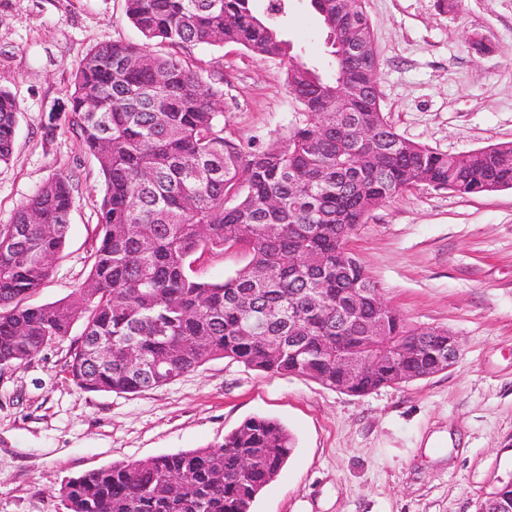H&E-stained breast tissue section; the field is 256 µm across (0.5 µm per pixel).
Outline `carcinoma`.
Wrapping results in <instances>:
<instances>
[{"mask_svg":"<svg viewBox=\"0 0 512 512\" xmlns=\"http://www.w3.org/2000/svg\"><path fill=\"white\" fill-rule=\"evenodd\" d=\"M254 0H125L142 42H102L73 74L71 129L104 181L99 240L85 281L68 297L31 306L65 246L73 206L69 177L44 183L0 224V369L32 361L81 322L67 361L86 392L139 394L214 359L271 376H304L364 395L445 371L448 330L416 326L384 305L350 236L373 209L420 185L480 195L512 188V142L462 155L436 152L397 133L381 106L378 71L329 47L321 72L292 55L274 14ZM325 32L346 18L334 0H309ZM351 19L372 37L363 0ZM234 44L288 61L285 84L300 118L259 148L224 133L221 94L175 53ZM354 111H336V96ZM19 108L0 89V164L9 163ZM365 136L349 137L345 120ZM245 244L249 261L220 282L194 274L193 257ZM111 346L108 366L90 347ZM162 362L152 379L129 349ZM372 360L351 381L336 350ZM294 448L278 421L254 416L214 446L117 461L64 480L63 512H251ZM475 512H512V476L484 493Z\"/></svg>","mask_w":512,"mask_h":512,"instance_id":"cac0c4a2","label":"carcinoma"}]
</instances>
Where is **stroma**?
<instances>
[{"label": "stroma", "instance_id": "obj_1", "mask_svg": "<svg viewBox=\"0 0 512 512\" xmlns=\"http://www.w3.org/2000/svg\"><path fill=\"white\" fill-rule=\"evenodd\" d=\"M365 11L381 105L402 137L447 154L512 142V0H365ZM277 24L324 67L309 0H288ZM140 39L124 0H0V88L20 107L0 165V224L56 175L70 176L74 196L66 245L33 304L78 288L98 232L104 184L68 127L72 75L97 43ZM180 55L218 83L225 130L241 143L264 145L294 124L280 61L231 45ZM349 245L387 304L458 337L451 369L351 395L215 359L138 395L87 393L67 373L66 339L0 370V512H60L64 478L212 445L251 416L295 439L253 512H475L512 474V189L411 188L375 208Z\"/></svg>", "mask_w": 512, "mask_h": 512}]
</instances>
